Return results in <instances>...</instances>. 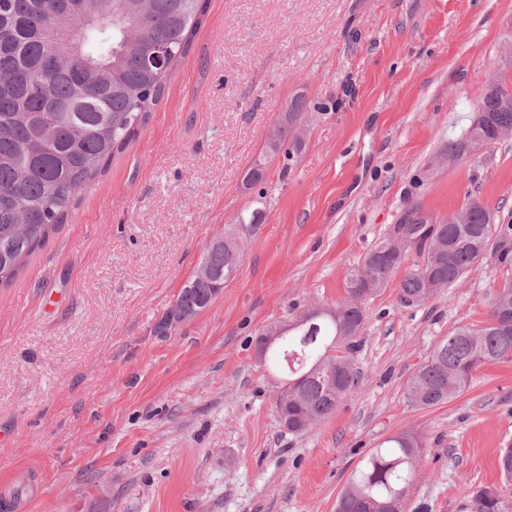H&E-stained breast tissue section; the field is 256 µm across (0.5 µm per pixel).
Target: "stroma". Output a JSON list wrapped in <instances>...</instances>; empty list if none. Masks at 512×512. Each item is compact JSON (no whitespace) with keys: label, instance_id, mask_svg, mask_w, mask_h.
Listing matches in <instances>:
<instances>
[{"label":"stroma","instance_id":"stroma-1","mask_svg":"<svg viewBox=\"0 0 512 512\" xmlns=\"http://www.w3.org/2000/svg\"><path fill=\"white\" fill-rule=\"evenodd\" d=\"M499 77L512 0H210L139 138L0 288V512H335L360 460L404 431L425 440L406 512H463L467 488L500 484L512 360L437 407L404 387L452 328L485 323L512 235L424 305L392 287L368 300L359 384L303 434L279 423L278 378L255 357L267 326L343 299L408 205L439 220L476 198L512 224V138L437 162ZM297 95L302 149L245 188ZM257 208L223 293L156 333Z\"/></svg>","mask_w":512,"mask_h":512}]
</instances>
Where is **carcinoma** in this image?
<instances>
[{
    "label": "carcinoma",
    "mask_w": 512,
    "mask_h": 512,
    "mask_svg": "<svg viewBox=\"0 0 512 512\" xmlns=\"http://www.w3.org/2000/svg\"><path fill=\"white\" fill-rule=\"evenodd\" d=\"M208 0H93L100 24L88 25L82 0H0V18L10 21L0 37V287L16 279L29 257L67 223L85 190L135 141L188 54L207 12ZM308 105L291 98L265 158L247 171V186L266 177L267 159L302 148L299 134ZM512 136V88L490 84L465 135L439 155L454 164L475 144L493 146ZM263 213L241 214L224 225L201 259L214 287L191 278L176 303L179 321L206 309L237 273L244 239L257 234ZM496 232L492 212L468 200L446 220L433 221L415 204L392 233L376 243L345 282V299L313 304L280 332L263 363L288 381L275 396L281 424L302 434L327 419L357 385L352 354L366 318L367 300L390 287L403 307H418L461 282L486 254ZM421 261L405 268L409 249ZM401 279H396L400 270ZM489 318L480 326L454 328L405 386L407 401L431 408L463 392L480 366L512 359V280L488 297ZM423 439L393 435L352 471L336 512H405ZM504 485L512 483V447L502 449ZM471 512H512L497 486L468 492Z\"/></svg>",
    "instance_id": "1"
}]
</instances>
